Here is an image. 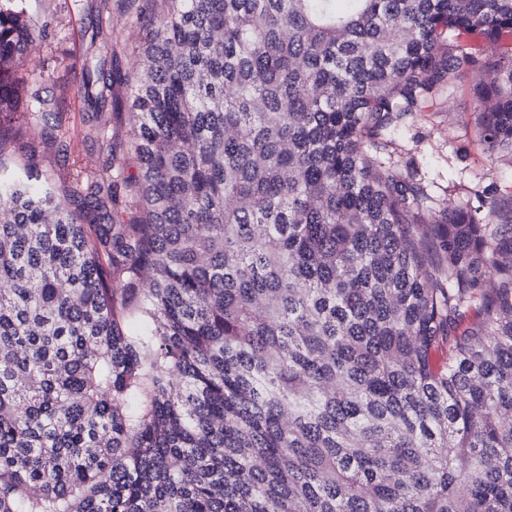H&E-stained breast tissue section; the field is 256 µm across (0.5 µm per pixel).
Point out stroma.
Masks as SVG:
<instances>
[{"mask_svg": "<svg viewBox=\"0 0 512 512\" xmlns=\"http://www.w3.org/2000/svg\"><path fill=\"white\" fill-rule=\"evenodd\" d=\"M32 10L47 26L45 36L30 45L27 54L15 63V74L22 97L38 92L52 98L56 117L66 133L69 152L85 165L103 166L107 160L97 139L86 137V106L78 88L82 69L99 55L91 35L98 26L112 27L114 66L134 67L146 40V21L161 11L162 0H112L111 16L101 15L99 0H29ZM44 70L50 79L38 87L31 80L32 70ZM483 71L467 72L437 100L416 113L408 126L389 134L390 147L381 156L386 168L403 171L414 163L435 208L477 205L479 195L489 193L496 200V211L486 221L493 227L512 222V152L492 150L483 142L480 106L472 88L485 81ZM37 145L39 173L53 175L63 166L54 147L40 143L25 113H16L0 126V164L22 167L26 155L22 143Z\"/></svg>", "mask_w": 512, "mask_h": 512, "instance_id": "35a3bbf8", "label": "stroma"}]
</instances>
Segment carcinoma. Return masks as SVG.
Masks as SVG:
<instances>
[{
	"mask_svg": "<svg viewBox=\"0 0 512 512\" xmlns=\"http://www.w3.org/2000/svg\"><path fill=\"white\" fill-rule=\"evenodd\" d=\"M165 2L83 72L105 166L0 173V512H512V234L376 159L473 68L512 151V47L457 41L512 0ZM43 31L0 0V123ZM133 115L129 109L126 87L123 84H114L112 86V116L106 130L108 136H112V141L124 142V163L129 172L136 171L135 157L125 145L128 132L134 123Z\"/></svg>",
	"mask_w": 512,
	"mask_h": 512,
	"instance_id": "carcinoma-1",
	"label": "carcinoma"
}]
</instances>
